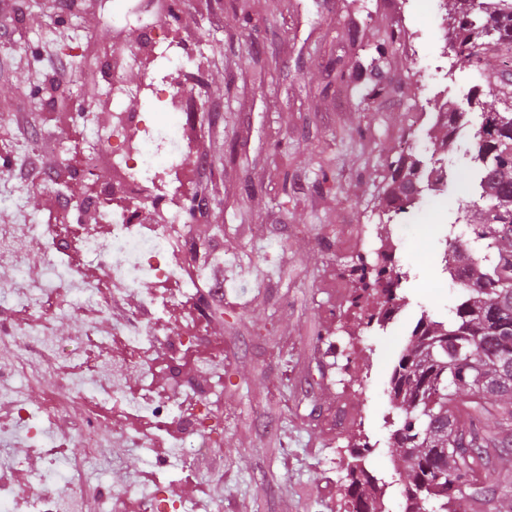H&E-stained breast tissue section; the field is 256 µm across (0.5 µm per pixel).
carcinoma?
<instances>
[{
  "label": "carcinoma",
  "instance_id": "1",
  "mask_svg": "<svg viewBox=\"0 0 512 512\" xmlns=\"http://www.w3.org/2000/svg\"><path fill=\"white\" fill-rule=\"evenodd\" d=\"M450 46L476 81L482 106L471 127L473 184L478 199L460 209L466 239L450 242L447 267L468 275L445 321L421 317L417 338L399 356L389 380L393 407L389 446L414 454L405 485L406 512H512V89L499 106L479 100L490 56L512 58V0L474 10L455 2L448 11ZM464 113L448 106L447 149ZM420 162H394L386 190L393 213L422 191ZM371 475L357 456L348 468L351 512H375L363 492Z\"/></svg>",
  "mask_w": 512,
  "mask_h": 512
}]
</instances>
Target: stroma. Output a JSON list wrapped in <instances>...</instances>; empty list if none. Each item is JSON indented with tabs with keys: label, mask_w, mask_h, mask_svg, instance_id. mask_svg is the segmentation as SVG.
<instances>
[{
	"label": "stroma",
	"mask_w": 512,
	"mask_h": 512,
	"mask_svg": "<svg viewBox=\"0 0 512 512\" xmlns=\"http://www.w3.org/2000/svg\"><path fill=\"white\" fill-rule=\"evenodd\" d=\"M127 0H90L58 10L55 0H0V197L18 196L22 210L0 206V231L22 238L26 279L40 281L47 260L63 276L39 306L28 307L12 271L0 265V484L20 496L65 497L75 512L138 506L158 486L190 512H346L349 448L369 441V467L387 486L385 512H405L403 483L389 448L396 416L389 378L421 315L444 319L460 289L445 269L450 226L471 193L462 181L471 166L470 140L434 151L441 128L434 101L466 107L475 84L449 49L444 0H255L243 17L237 0H178L163 24L201 66L165 72L188 91V112L158 111L156 122L183 126L193 155L205 164L183 195L187 272L204 271L197 290L157 312L148 299L159 284L113 283L107 304H73L67 277L100 267L83 250L80 232L30 234L27 221L52 226L59 198H68L83 230H102L85 207L91 186L71 168L73 152L94 150L98 179L119 182L103 135L112 121V90L98 63L129 52L119 71L127 111L148 110L137 94L146 57H132L137 25ZM403 39L386 58L376 45L387 29ZM66 63L71 77L55 86ZM359 67L360 87L392 92L375 99L348 94L336 77ZM36 128L14 130L17 110ZM50 150L53 179L32 188L23 177L33 153ZM405 156L447 169V185L410 212L388 216L383 189L390 161ZM401 242L398 294L407 315L379 328L364 305L352 304L358 262L373 263L380 238ZM224 285L214 294L213 283ZM196 326L191 346L171 342ZM150 328L155 341L136 367L123 365L121 341ZM39 329L73 350L59 361L25 335ZM116 364L103 372L100 348ZM107 378L110 389L140 391L151 377L171 410L143 425L123 406L100 423L96 466L79 430L94 404L71 393L70 381ZM67 404L41 414L50 398ZM39 416L40 444L15 419L16 403ZM203 409L209 427L182 437L183 418ZM350 422L336 428V414ZM83 468L70 488L41 478L40 450Z\"/></svg>",
	"instance_id": "1"
}]
</instances>
